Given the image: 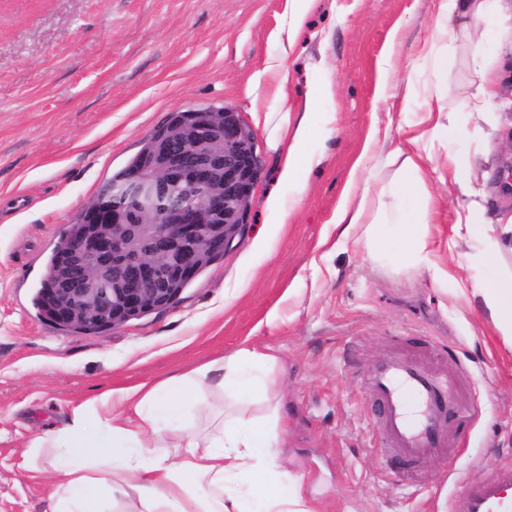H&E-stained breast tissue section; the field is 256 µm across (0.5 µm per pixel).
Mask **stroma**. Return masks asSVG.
<instances>
[{
    "instance_id": "35a3bbf8",
    "label": "stroma",
    "mask_w": 512,
    "mask_h": 512,
    "mask_svg": "<svg viewBox=\"0 0 512 512\" xmlns=\"http://www.w3.org/2000/svg\"><path fill=\"white\" fill-rule=\"evenodd\" d=\"M433 0H0V512H43L63 477L38 436L73 408L112 388L191 372L243 346L278 359L282 457L304 477L316 512H448L461 482L512 464V352L476 291L512 274V112L471 109L474 56L491 60L512 95V46L459 38L443 80L457 135L436 146L467 165L483 209L473 236L454 238L463 198L440 183L430 231L447 282L404 259L398 241L369 255L335 246L333 220L371 125L402 136L379 99L403 81L429 34ZM307 9L296 42L281 34L288 10ZM402 35L388 72L379 63ZM288 59V83L253 84L267 62ZM317 101L303 170L306 192L285 223L272 224L278 180L273 129L282 108ZM284 90L285 104L275 101ZM269 113L261 121L253 112ZM203 105L237 112L256 136L261 175L246 228L174 306L106 334L84 335L41 318L32 304L51 248L99 186L170 113ZM499 238L498 254L485 236ZM402 358L434 376L462 407L477 406L447 448L415 467L381 460L374 368ZM469 446L459 449L460 436ZM455 459L452 474L438 458Z\"/></svg>"
}]
</instances>
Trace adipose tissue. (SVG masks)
I'll use <instances>...</instances> for the list:
<instances>
[{
	"mask_svg": "<svg viewBox=\"0 0 512 512\" xmlns=\"http://www.w3.org/2000/svg\"><path fill=\"white\" fill-rule=\"evenodd\" d=\"M498 0H433L434 21L412 68L429 63L434 72L445 69L440 51L454 32L471 35L470 20L485 19L480 39L505 38L512 26L498 14ZM317 93L299 118L283 114L275 130L274 144L281 150L279 180L288 184L289 196L269 195L265 208L273 224L285 223L303 198L306 185L300 173L310 161L308 144ZM387 110H418L422 122L400 123L406 134L404 147L393 151L401 162V178L395 187L400 199L389 220L369 196L367 183L350 180L337 208L334 222L338 243L363 233L372 254H379L389 240L386 223L403 231L407 252L433 282L447 280L448 271L433 260L434 242L428 231L437 214V202L429 189L432 181L456 183L463 163L447 156L438 163L436 142L450 138L454 125L439 121L444 94L439 83H419L407 77L402 93L383 95ZM495 330L512 349V278L484 283L480 290ZM277 359L266 350L246 346L233 355L197 368L195 374L173 378L170 384H144L109 390L98 399L110 410L108 417L91 425L82 415L36 439L35 447L53 449L52 467L65 476L53 494L51 512H104L107 502L121 498L139 512H312L304 495L303 480L291 476L276 461V429L280 404L275 399ZM212 376L225 392L266 403L269 414L258 422L228 409L215 416L207 431L187 425L181 414L191 397L196 376ZM176 435L174 453H158L149 443L160 427Z\"/></svg>",
	"mask_w": 512,
	"mask_h": 512,
	"instance_id": "ef3b65f1",
	"label": "adipose tissue"
}]
</instances>
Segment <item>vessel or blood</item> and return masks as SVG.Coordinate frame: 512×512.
Masks as SVG:
<instances>
[{
    "label": "vessel or blood",
    "mask_w": 512,
    "mask_h": 512,
    "mask_svg": "<svg viewBox=\"0 0 512 512\" xmlns=\"http://www.w3.org/2000/svg\"><path fill=\"white\" fill-rule=\"evenodd\" d=\"M384 444L409 460L428 458L448 441V425L462 409L433 377L397 358L381 361L373 377ZM418 402L410 415L407 399ZM451 512H512V465L501 467L495 477L472 479L453 497Z\"/></svg>",
    "instance_id": "b4317fda"
}]
</instances>
